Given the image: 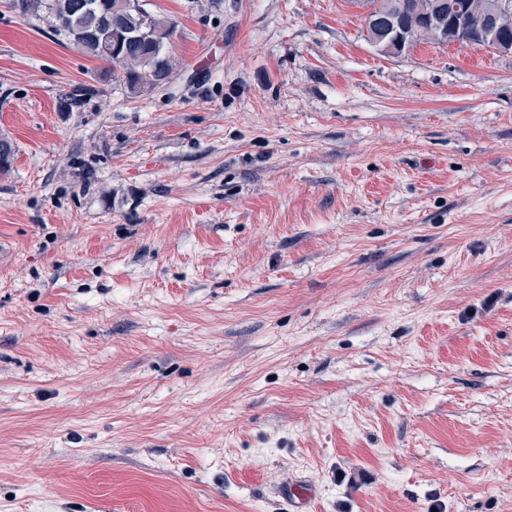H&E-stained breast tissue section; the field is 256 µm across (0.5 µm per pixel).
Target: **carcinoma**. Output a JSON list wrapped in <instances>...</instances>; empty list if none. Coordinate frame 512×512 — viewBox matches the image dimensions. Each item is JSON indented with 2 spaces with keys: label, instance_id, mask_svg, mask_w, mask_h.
Listing matches in <instances>:
<instances>
[{
  "label": "carcinoma",
  "instance_id": "1",
  "mask_svg": "<svg viewBox=\"0 0 512 512\" xmlns=\"http://www.w3.org/2000/svg\"><path fill=\"white\" fill-rule=\"evenodd\" d=\"M429 0H372L376 16L394 15L412 34V45L436 43L424 23ZM9 8L23 16L43 17L64 32L69 41L80 39L77 49L120 68L127 87L137 93L166 80L174 69L167 51L173 25L149 12H127L117 20L98 6V0H8Z\"/></svg>",
  "mask_w": 512,
  "mask_h": 512
}]
</instances>
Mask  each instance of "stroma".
<instances>
[{"label": "stroma", "instance_id": "obj_1", "mask_svg": "<svg viewBox=\"0 0 512 512\" xmlns=\"http://www.w3.org/2000/svg\"><path fill=\"white\" fill-rule=\"evenodd\" d=\"M143 6L134 94L0 0V512H512V54ZM395 19L388 20L386 25L379 26L374 29L371 35V43L382 53L397 55L408 49L409 35L407 34L404 39H393L390 30Z\"/></svg>", "mask_w": 512, "mask_h": 512}]
</instances>
